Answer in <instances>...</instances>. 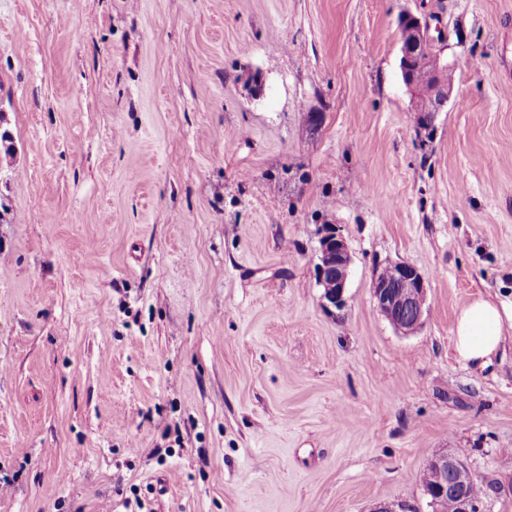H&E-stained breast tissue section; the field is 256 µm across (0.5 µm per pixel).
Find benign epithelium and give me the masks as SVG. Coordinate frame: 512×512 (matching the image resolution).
I'll list each match as a JSON object with an SVG mask.
<instances>
[{"label": "benign epithelium", "mask_w": 512, "mask_h": 512, "mask_svg": "<svg viewBox=\"0 0 512 512\" xmlns=\"http://www.w3.org/2000/svg\"><path fill=\"white\" fill-rule=\"evenodd\" d=\"M402 27L408 32L401 39V75L408 90L416 97L420 94L417 76L429 68V57L425 56L424 49L433 45V39L428 25L413 14L402 16ZM431 79L433 88L424 95L423 106L416 108L418 112L441 111L452 93L453 86L446 81L443 69L431 72ZM351 264V254L339 230L334 226L327 227L320 239L316 276L323 289V298L333 307L345 305ZM426 293L425 279L407 261L385 263L376 274L372 288L376 308L402 336H410L422 327L427 313ZM426 466L435 474V485L427 492L432 512H444L450 498L456 501L458 512H478L477 502L470 498L465 485L456 479V473L463 467L459 458L439 453L428 459Z\"/></svg>", "instance_id": "obj_1"}]
</instances>
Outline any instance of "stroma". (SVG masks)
Listing matches in <instances>:
<instances>
[{
	"instance_id": "35a3bbf8",
	"label": "stroma",
	"mask_w": 512,
	"mask_h": 512,
	"mask_svg": "<svg viewBox=\"0 0 512 512\" xmlns=\"http://www.w3.org/2000/svg\"><path fill=\"white\" fill-rule=\"evenodd\" d=\"M406 13L455 70L426 127ZM510 145L512 0H0V512H431L442 452L512 512V340L453 351L512 303ZM401 19L403 20L401 27L407 28L409 31L406 33V37L401 39L399 65L403 81L417 101V96L420 94L417 76L428 71L429 68V57L425 56L422 47L424 49L431 47L434 39L429 34L427 23H423L419 17L408 13ZM326 227L320 239L316 276L326 302L333 307L341 308L346 302L345 293L352 257L339 230L335 226ZM398 277L394 282L390 275ZM427 287L418 269L407 261H388L376 274L372 297L376 308L402 336L416 333L427 313ZM512 330V304L477 298L459 312L453 329L456 357L466 367L484 369L504 349Z\"/></svg>"
}]
</instances>
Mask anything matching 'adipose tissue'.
Wrapping results in <instances>:
<instances>
[{"mask_svg": "<svg viewBox=\"0 0 512 512\" xmlns=\"http://www.w3.org/2000/svg\"><path fill=\"white\" fill-rule=\"evenodd\" d=\"M512 331V305L477 298L459 312L453 329L456 357L463 365L486 368L503 350Z\"/></svg>", "mask_w": 512, "mask_h": 512, "instance_id": "1", "label": "adipose tissue"}]
</instances>
